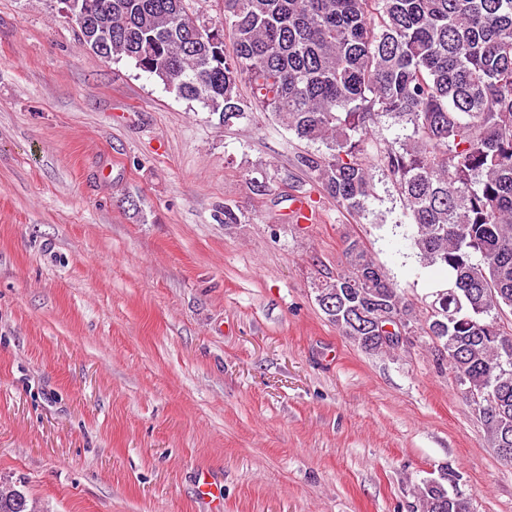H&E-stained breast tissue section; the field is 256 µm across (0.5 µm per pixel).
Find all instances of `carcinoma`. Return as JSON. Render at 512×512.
Instances as JSON below:
<instances>
[{
    "label": "carcinoma",
    "instance_id": "obj_1",
    "mask_svg": "<svg viewBox=\"0 0 512 512\" xmlns=\"http://www.w3.org/2000/svg\"><path fill=\"white\" fill-rule=\"evenodd\" d=\"M112 24L111 59H128L231 127L268 112L315 147L300 164L351 214L376 197L365 143L387 119L408 130L377 150L424 265L447 287L424 333L445 350L456 385L490 393L480 422L512 448V0H217L223 18L186 0H98ZM316 288L337 291L343 335L358 311L406 301L364 244ZM459 474L420 488L421 512H469Z\"/></svg>",
    "mask_w": 512,
    "mask_h": 512
}]
</instances>
